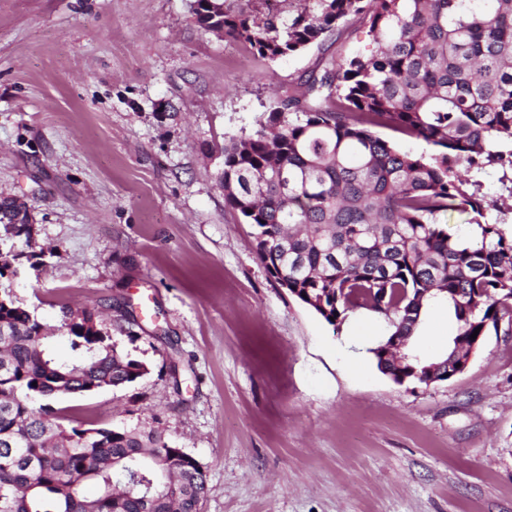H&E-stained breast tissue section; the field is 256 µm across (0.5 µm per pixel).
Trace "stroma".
I'll use <instances>...</instances> for the list:
<instances>
[{"instance_id": "35a3bbf8", "label": "stroma", "mask_w": 512, "mask_h": 512, "mask_svg": "<svg viewBox=\"0 0 512 512\" xmlns=\"http://www.w3.org/2000/svg\"><path fill=\"white\" fill-rule=\"evenodd\" d=\"M348 23L270 62L199 27L189 0H0V195L33 211L40 264L10 287L43 324L99 325L148 372L63 396L77 422L164 430L202 465V512H512V321L425 387L381 373L260 262L224 203V145L370 53Z\"/></svg>"}]
</instances>
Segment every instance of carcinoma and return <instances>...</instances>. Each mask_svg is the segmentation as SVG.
I'll use <instances>...</instances> for the list:
<instances>
[{
    "mask_svg": "<svg viewBox=\"0 0 512 512\" xmlns=\"http://www.w3.org/2000/svg\"><path fill=\"white\" fill-rule=\"evenodd\" d=\"M246 2L194 19L271 61L325 44L350 21L375 50L323 61L269 113L270 128L224 145L225 203L266 244L256 252L269 275L333 326L366 309L401 336L424 303L448 307L455 369L457 337L512 320V236L486 220L501 207L478 179L501 169L512 198V0ZM374 127L434 152L412 155ZM454 213L469 216L474 239L448 233ZM27 220L24 204L0 195L5 238L30 242ZM21 257L37 254L0 251V279ZM60 308L68 360L11 291L0 293V512H201L206 475L161 430L112 426L96 437L63 424L51 406L58 390L123 388L147 367L95 325L98 306ZM77 478L98 494L72 488Z\"/></svg>",
    "mask_w": 512,
    "mask_h": 512,
    "instance_id": "cac0c4a2",
    "label": "carcinoma"
}]
</instances>
